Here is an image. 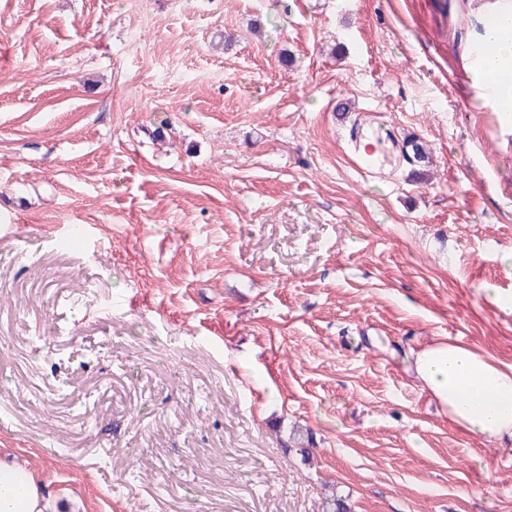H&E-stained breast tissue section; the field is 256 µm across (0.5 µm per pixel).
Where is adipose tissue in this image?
I'll return each mask as SVG.
<instances>
[{
	"label": "adipose tissue",
	"mask_w": 512,
	"mask_h": 512,
	"mask_svg": "<svg viewBox=\"0 0 512 512\" xmlns=\"http://www.w3.org/2000/svg\"><path fill=\"white\" fill-rule=\"evenodd\" d=\"M415 374L458 427L490 441H512V366L458 342L438 340L420 350ZM0 512H60L35 474L0 459Z\"/></svg>",
	"instance_id": "adipose-tissue-1"
}]
</instances>
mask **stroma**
Instances as JSON below:
<instances>
[{"label": "stroma", "mask_w": 512, "mask_h": 512, "mask_svg": "<svg viewBox=\"0 0 512 512\" xmlns=\"http://www.w3.org/2000/svg\"><path fill=\"white\" fill-rule=\"evenodd\" d=\"M464 12L0 0V454L75 512H512V443L409 370L512 365V124ZM511 88L512 71L500 70L493 81H483L475 87L469 100L477 104L483 112L490 107L503 124L507 125L512 118Z\"/></svg>", "instance_id": "stroma-1"}]
</instances>
